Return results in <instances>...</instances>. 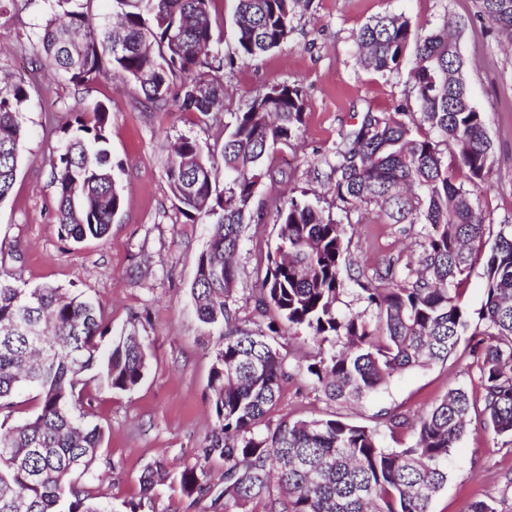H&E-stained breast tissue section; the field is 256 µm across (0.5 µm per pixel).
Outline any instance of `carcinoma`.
<instances>
[{"instance_id":"1","label":"carcinoma","mask_w":512,"mask_h":512,"mask_svg":"<svg viewBox=\"0 0 512 512\" xmlns=\"http://www.w3.org/2000/svg\"><path fill=\"white\" fill-rule=\"evenodd\" d=\"M33 61L84 87L100 76L133 85L157 111L218 120L224 112V64L244 62L284 43L305 0H237L236 57L224 58L215 35L218 0H112L118 25L92 23L94 0H48ZM479 15L512 46V0H477ZM452 21L419 32L399 14L378 15L358 30L359 63L400 72L413 58L418 112H355L338 133L327 182L345 212L376 209L383 224L423 226L417 264L391 256L368 273L356 267L363 311L338 307L350 240L332 213L287 196L276 208L277 243L268 253L259 305L277 319L254 331L237 324L232 258L253 219L256 189L275 179L268 160L298 136L306 99L296 84L253 97L224 125L220 149L189 137L174 147L165 171L170 192L191 223L210 225L196 262L191 295L202 324L218 331L209 376L215 428L207 455L224 460V497L235 504L267 499L266 512H430L448 482L453 449L473 418L512 446V227L493 229L474 201L490 171L492 142L473 105L466 61L450 36ZM26 86L0 85V201L18 172L27 139ZM109 110H75L61 126L64 142L51 163L60 234L82 242L104 237L122 197L113 176ZM455 153L448 172L443 148ZM224 179V191L217 190ZM492 240L483 263L485 297L476 315L461 305L472 245ZM101 305L50 286L27 288L0 267V512H108L94 503V463L102 440L84 420L97 380L113 392L134 390L147 372L145 338H110ZM465 352L481 363L480 395L455 388L415 420L380 414L402 448L385 446L377 427L342 419L271 423L287 376L278 339L302 335L318 347L306 374L336 402L358 401L400 373ZM342 350L336 351V344ZM33 391L35 415L10 425L16 398ZM89 483L79 486L74 476ZM167 477L163 460L140 476V497L125 512H143ZM204 469L183 470L192 494ZM281 495H271L272 482Z\"/></svg>"}]
</instances>
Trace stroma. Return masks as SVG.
<instances>
[{
	"label": "stroma",
	"instance_id": "obj_1",
	"mask_svg": "<svg viewBox=\"0 0 512 512\" xmlns=\"http://www.w3.org/2000/svg\"><path fill=\"white\" fill-rule=\"evenodd\" d=\"M384 12L405 15L416 29L435 28L449 18L459 21L455 37L467 62L471 100L483 112L493 143L488 184L478 191L477 202L490 224L512 225V49L498 42L476 0H309L279 48L225 69L224 112L220 121L207 123L175 110L152 111L131 87L109 77L78 91L47 72H32L30 41L50 13L47 0H11L8 14L0 17V77L26 80L30 94V136L13 188L0 202V242L6 244L0 267L31 288L53 285L94 298L113 332L136 321L148 344L149 369L134 390L113 393L96 381L88 385L95 401L85 420L102 428L98 456L112 464L97 494L114 512L138 499L139 477L158 459L168 476L155 490L153 512H264L263 502L235 506L217 495L224 487V462L206 454L215 426L208 382L217 338L202 327L191 296L209 227L182 215L165 168L177 139L192 137L206 149L221 145L225 124L252 96L276 85L301 87L308 103L302 131L271 156L276 178L262 180L254 200L263 221L247 228L236 256L240 324L265 327L271 316L257 310L256 288L276 244L273 219L282 194L323 193L324 158L353 113L416 109L409 68L383 75L356 61L359 27ZM79 100L88 107L103 103L110 111L108 136L122 205L107 237L76 243L59 233L50 161L62 144L56 126ZM323 205L346 221L352 258L370 267L408 253L420 235L416 228L377 223L372 213H344L331 196ZM279 348L288 377L271 413L275 420L339 417L372 427L385 411L413 418L452 389L478 392V367L463 354L404 372L359 403L340 405L313 390L304 374L316 348L284 338ZM194 465L204 466L209 489L189 495L180 475ZM509 473L512 448L497 445L488 430L472 424L454 451L448 483L431 512H470L478 500L493 503L497 512H512V489L504 487Z\"/></svg>",
	"mask_w": 512,
	"mask_h": 512
}]
</instances>
